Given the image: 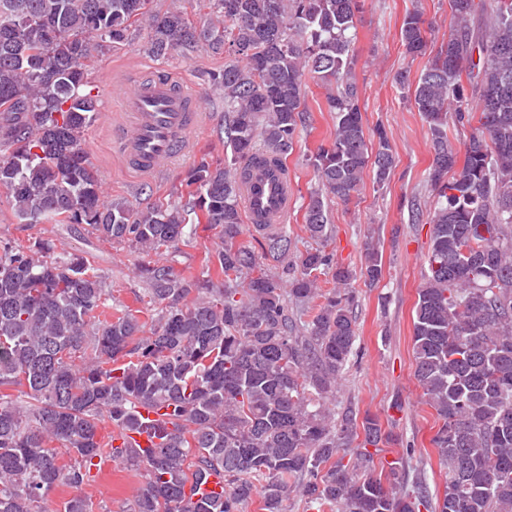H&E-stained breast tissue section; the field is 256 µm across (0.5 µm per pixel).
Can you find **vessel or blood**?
Wrapping results in <instances>:
<instances>
[{
	"mask_svg": "<svg viewBox=\"0 0 512 512\" xmlns=\"http://www.w3.org/2000/svg\"><path fill=\"white\" fill-rule=\"evenodd\" d=\"M127 120L113 129L122 165L143 177L158 174L162 161L186 153L202 114L197 99L173 76L127 82L120 96ZM288 176L270 171L245 189L249 219L281 224L288 217Z\"/></svg>",
	"mask_w": 512,
	"mask_h": 512,
	"instance_id": "b4317fda",
	"label": "vessel or blood"
}]
</instances>
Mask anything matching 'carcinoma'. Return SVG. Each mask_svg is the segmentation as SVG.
Instances as JSON below:
<instances>
[{
    "label": "carcinoma",
    "mask_w": 512,
    "mask_h": 512,
    "mask_svg": "<svg viewBox=\"0 0 512 512\" xmlns=\"http://www.w3.org/2000/svg\"><path fill=\"white\" fill-rule=\"evenodd\" d=\"M152 0H0V187L27 224H86L157 259L139 271L150 329L130 310L99 314L108 292L82 259L50 256L41 240L0 243V512H41L58 486L72 489L63 512H92L84 489L106 457L144 471L133 512H242L259 495L264 512H285L292 493L309 512H512V0H449L448 41L416 77L395 81L428 123L436 206L425 282L413 315L414 378L441 422L431 439L447 468L443 490L408 484L387 463L371 474L368 447L389 439L369 414L331 418L326 400L355 353L353 273L322 248L286 265L288 288L268 273L242 288L255 267L242 232L243 187L257 171L286 170L309 122L308 81L329 88L336 129L313 155L321 188L310 193L305 228L328 238V204L359 191L371 169L379 186L395 157L383 133L369 151L354 78L355 18L363 0H210L215 19L195 25L179 8ZM146 24L144 50L157 61L201 46L224 55L212 85L224 91L231 159H201L181 206L135 210L104 203L82 146L99 112L89 77L93 53L123 44ZM406 52L426 55L420 13L401 28ZM468 71L470 88L462 84ZM480 115L463 162L448 124ZM219 230L215 264L198 278L167 256L201 223ZM266 254H291L286 225L255 228ZM345 286L317 305L311 321L288 315V298L319 297L318 278ZM365 284L382 276L367 248ZM155 418L150 419L148 415ZM112 424L111 442L99 438ZM362 427L353 461L345 445ZM147 433L152 447L114 441ZM220 471L221 491L196 497Z\"/></svg>",
    "instance_id": "carcinoma-1"
}]
</instances>
